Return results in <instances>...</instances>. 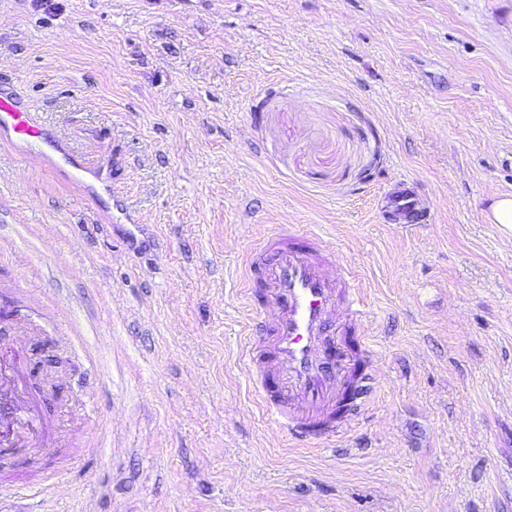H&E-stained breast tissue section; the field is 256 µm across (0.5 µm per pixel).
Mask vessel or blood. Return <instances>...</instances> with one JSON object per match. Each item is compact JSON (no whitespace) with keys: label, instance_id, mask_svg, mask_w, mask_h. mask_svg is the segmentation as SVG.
<instances>
[{"label":"vessel or blood","instance_id":"obj_1","mask_svg":"<svg viewBox=\"0 0 512 512\" xmlns=\"http://www.w3.org/2000/svg\"><path fill=\"white\" fill-rule=\"evenodd\" d=\"M0 141L43 143L42 154L63 176L94 168L56 139L46 138L28 101L0 92ZM391 221L419 213V201L407 183L386 195ZM336 255L317 235L280 230L264 237L250 254L245 293L250 300V327L256 338L247 358L255 371V393L269 419L292 441L328 440L342 433L349 418L362 413L374 397L369 382L348 393L354 362L341 349L340 374L327 368L324 335L330 320L343 331L364 324V304L350 278H329L324 269ZM273 303V320L261 317L263 303ZM48 424L32 398L29 376L19 354L0 350V448H28L46 454Z\"/></svg>","mask_w":512,"mask_h":512}]
</instances>
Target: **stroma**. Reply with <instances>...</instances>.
<instances>
[{
	"instance_id": "obj_1",
	"label": "stroma",
	"mask_w": 512,
	"mask_h": 512,
	"mask_svg": "<svg viewBox=\"0 0 512 512\" xmlns=\"http://www.w3.org/2000/svg\"><path fill=\"white\" fill-rule=\"evenodd\" d=\"M0 89L112 184L0 143V348L54 379L52 459L0 472L33 512H512V0H0ZM402 180L428 220H388ZM285 227L352 274L377 386L303 446L241 359ZM487 219L492 224H500L505 233L512 234V198L506 196L495 200L490 206Z\"/></svg>"
}]
</instances>
